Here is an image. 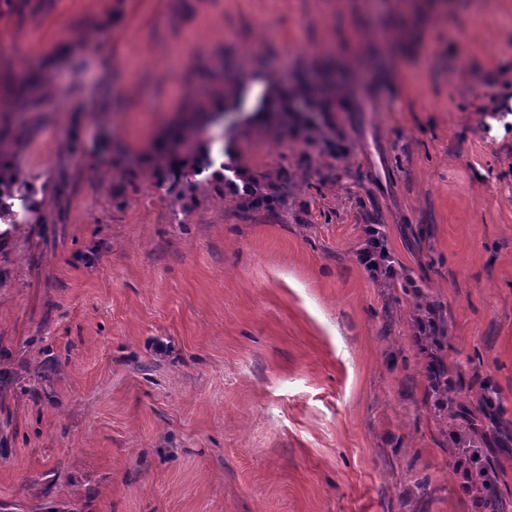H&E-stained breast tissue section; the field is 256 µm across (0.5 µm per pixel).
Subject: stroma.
<instances>
[{"instance_id": "35a3bbf8", "label": "stroma", "mask_w": 512, "mask_h": 512, "mask_svg": "<svg viewBox=\"0 0 512 512\" xmlns=\"http://www.w3.org/2000/svg\"><path fill=\"white\" fill-rule=\"evenodd\" d=\"M228 75L289 92L197 133L276 211L150 177ZM1 100L0 512H474L454 428L512 512V0H0ZM12 151L8 146H2L0 141V223L14 225L27 223L35 208L31 189L20 178ZM18 211L22 213L21 221L16 218ZM374 225H365L364 247L360 250L358 259L366 270L375 278L383 274L390 266V257L386 248H381L377 241ZM420 318L421 316L416 319L417 335L414 336V338L419 344L422 353L425 355L426 362L424 375L427 386L431 392L435 387L444 390L443 395L448 400V409H450L454 404V399L450 395L453 390V384L451 379L448 377V368L438 353L441 344L436 347H430L427 345L426 338L428 336H425L426 333L421 326Z\"/></svg>"}]
</instances>
